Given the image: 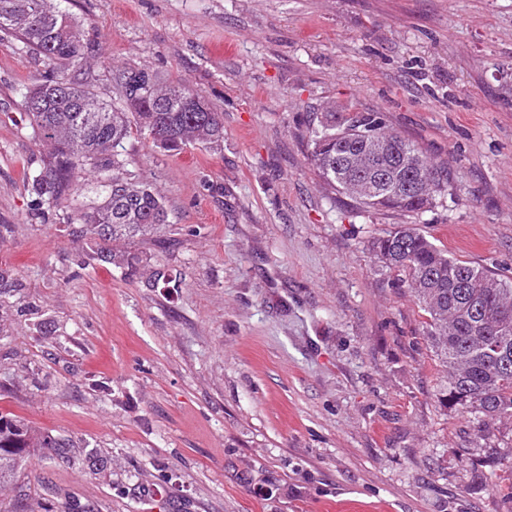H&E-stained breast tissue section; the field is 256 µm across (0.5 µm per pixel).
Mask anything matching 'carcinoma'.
<instances>
[{"mask_svg":"<svg viewBox=\"0 0 512 512\" xmlns=\"http://www.w3.org/2000/svg\"><path fill=\"white\" fill-rule=\"evenodd\" d=\"M0 32L14 33L52 66V76L26 89L27 112L48 146L33 185L58 202L76 192L78 170L112 175L101 181L102 198L80 212L79 236L100 241L124 238L167 220L152 186L125 173L116 148L132 130L156 131L153 143L179 151L190 142L224 139L222 113L204 102L193 111L195 91L145 69L115 74L118 101H107L65 75L83 59L81 32L53 0H0ZM379 133L388 147L370 152L365 138ZM310 160L326 191L349 196L363 212L419 215L448 195V167L412 141L389 130L380 112L333 108L308 126ZM418 168H400L399 156ZM381 269L416 299L425 336L445 367V400L479 420L512 419V278L448 255L412 224H399L371 242ZM70 441L39 432L0 414V486L10 481L33 448H69Z\"/></svg>","mask_w":512,"mask_h":512,"instance_id":"carcinoma-1","label":"carcinoma"}]
</instances>
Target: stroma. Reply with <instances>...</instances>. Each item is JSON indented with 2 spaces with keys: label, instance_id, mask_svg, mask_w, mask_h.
<instances>
[{
  "label": "stroma",
  "instance_id": "35a3bbf8",
  "mask_svg": "<svg viewBox=\"0 0 512 512\" xmlns=\"http://www.w3.org/2000/svg\"><path fill=\"white\" fill-rule=\"evenodd\" d=\"M101 98L158 72L222 112L224 139L120 150L168 221L76 240L38 195L22 89L49 66L0 33V412L72 440L0 492L7 512H512V420L475 447L442 399L413 298L369 243L414 224L512 271V0H56ZM349 104L448 165L442 206L374 214L325 191L306 118ZM169 275L154 281L153 270Z\"/></svg>",
  "mask_w": 512,
  "mask_h": 512
}]
</instances>
